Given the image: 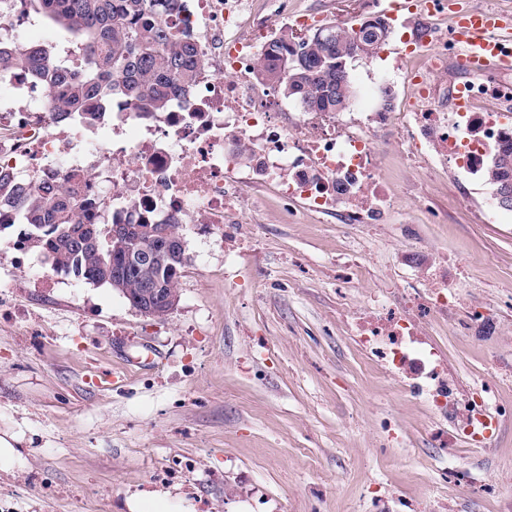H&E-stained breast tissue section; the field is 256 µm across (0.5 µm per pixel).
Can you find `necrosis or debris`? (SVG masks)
Returning a JSON list of instances; mask_svg holds the SVG:
<instances>
[{"label":"necrosis or debris","mask_w":512,"mask_h":512,"mask_svg":"<svg viewBox=\"0 0 512 512\" xmlns=\"http://www.w3.org/2000/svg\"><path fill=\"white\" fill-rule=\"evenodd\" d=\"M266 29L249 0H191L168 22L198 38L201 66L188 95L172 97L167 111L147 112L113 101L99 125L76 117L54 120L55 98L18 67L0 76V170L28 189L77 180L78 201L95 224H220L233 233L243 191L253 180L273 183L283 200H304L313 214L340 213L347 224L383 221L390 196L375 172L376 147L405 132L422 140L431 160H453L462 175L483 172L492 150L512 139V112H442L428 107L393 112H285L263 91L254 61L258 44L237 38L243 21ZM402 324L380 316L360 324L371 357L401 346ZM413 365L420 390L454 418L439 437L455 449L464 439L480 450L491 428L476 400H461L446 379L444 362Z\"/></svg>","instance_id":"obj_1"}]
</instances>
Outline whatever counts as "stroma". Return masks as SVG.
Returning a JSON list of instances; mask_svg holds the SVG:
<instances>
[{
	"label": "stroma",
	"instance_id": "stroma-1",
	"mask_svg": "<svg viewBox=\"0 0 512 512\" xmlns=\"http://www.w3.org/2000/svg\"><path fill=\"white\" fill-rule=\"evenodd\" d=\"M473 2L442 0L427 55L409 50L420 16H399L377 54L351 63L353 84L455 52L448 12ZM254 8L279 28L304 11L348 27L381 13L377 0ZM378 170L392 200L380 224L310 214L255 181L235 242L184 225L190 260L161 319L14 250L17 229L0 233V436L19 456L0 469V512H127L154 490L196 512H512V424L485 451L448 453L434 436L448 420L367 358L356 327L379 304L427 300L429 269L459 264L448 304L487 306L485 328L418 324L460 398H484L494 368L512 373V222L478 220L485 180L405 148L379 145ZM484 400L497 416L512 387Z\"/></svg>",
	"mask_w": 512,
	"mask_h": 512
}]
</instances>
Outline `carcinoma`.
<instances>
[{
  "mask_svg": "<svg viewBox=\"0 0 512 512\" xmlns=\"http://www.w3.org/2000/svg\"><path fill=\"white\" fill-rule=\"evenodd\" d=\"M27 15H41L68 35V45L19 46L0 40V75L24 67L57 98L58 119L74 112L88 122L96 108L114 98L162 112L170 97L187 92L201 65L192 32L170 26L174 0H21ZM324 40L305 42L281 28L264 44L257 70L284 100L305 112H343L354 97L348 70L354 28L321 27ZM78 49L88 67L73 72L63 54ZM495 186L512 183V141L495 149L487 170ZM8 201L24 225L17 244L51 257L54 265L87 283L112 286V231L91 227L77 211L76 187L46 183L37 191L0 171V201Z\"/></svg>",
  "mask_w": 512,
  "mask_h": 512,
  "instance_id": "1",
  "label": "carcinoma"
}]
</instances>
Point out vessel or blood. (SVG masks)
Returning <instances> with one entry per match:
<instances>
[{
	"label": "vessel or blood",
	"instance_id": "obj_1",
	"mask_svg": "<svg viewBox=\"0 0 512 512\" xmlns=\"http://www.w3.org/2000/svg\"><path fill=\"white\" fill-rule=\"evenodd\" d=\"M454 66L470 76L512 71V13L469 9L452 19Z\"/></svg>",
	"mask_w": 512,
	"mask_h": 512
}]
</instances>
